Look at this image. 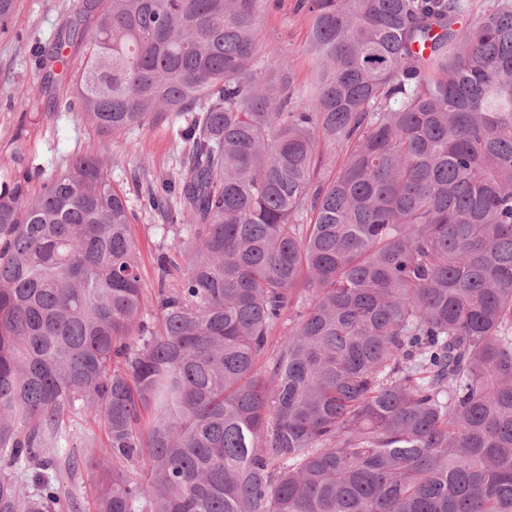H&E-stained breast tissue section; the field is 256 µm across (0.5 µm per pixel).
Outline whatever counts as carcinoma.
<instances>
[{"mask_svg": "<svg viewBox=\"0 0 512 512\" xmlns=\"http://www.w3.org/2000/svg\"><path fill=\"white\" fill-rule=\"evenodd\" d=\"M256 2L78 0L59 33L98 128L193 113L141 196L184 270L145 307L107 146L0 183V512H82L63 465L93 512H512V0H299L304 89Z\"/></svg>", "mask_w": 512, "mask_h": 512, "instance_id": "cac0c4a2", "label": "carcinoma"}]
</instances>
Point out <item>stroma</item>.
Segmentation results:
<instances>
[{"label":"stroma","instance_id":"1","mask_svg":"<svg viewBox=\"0 0 512 512\" xmlns=\"http://www.w3.org/2000/svg\"><path fill=\"white\" fill-rule=\"evenodd\" d=\"M296 0H257L258 37L262 61L276 67L288 60L296 84L307 81L305 52L310 19L295 9ZM74 0H17L8 34L0 35V182L14 176L10 155L24 159L33 175L32 191L63 171L76 155H98L109 145L108 171L114 187L123 190L135 214L132 234L139 248L146 289L156 287L161 275L158 257L172 253L186 235L184 225H167L141 205L146 188L162 189L177 176L184 147L179 131L189 115H167L118 133L104 132L81 112L70 110L71 81L80 69L85 49L75 43L53 62L59 79L44 82L39 53H50Z\"/></svg>","mask_w":512,"mask_h":512}]
</instances>
